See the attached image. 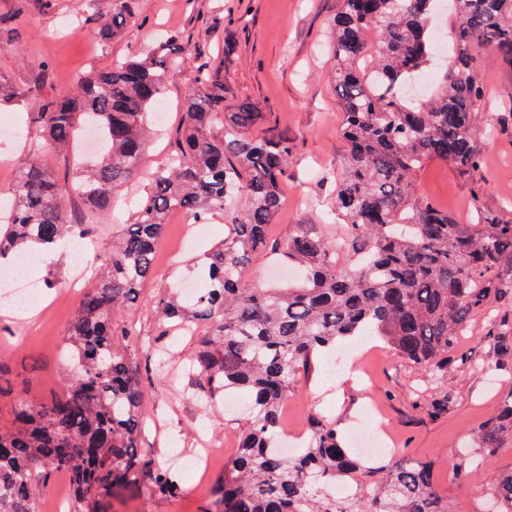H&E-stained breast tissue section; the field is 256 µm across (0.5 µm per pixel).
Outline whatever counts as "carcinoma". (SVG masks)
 <instances>
[{"mask_svg":"<svg viewBox=\"0 0 512 512\" xmlns=\"http://www.w3.org/2000/svg\"><path fill=\"white\" fill-rule=\"evenodd\" d=\"M435 0H342L334 18L333 77L347 143L334 177V215L341 233L297 224L276 245L303 269L281 287H246L240 271L268 245V225L281 210L288 177V135L261 138L249 130L262 113L242 101L224 111V83L198 70L188 95L178 147L152 174L133 223L91 269L65 338L69 376L49 399L19 397L0 418V512H39L35 481L66 473L72 512H110L112 499L145 488L177 497L175 474L139 450L146 411L143 380L116 341L118 317L154 273L156 248L175 208L196 216H231L220 245L206 254L204 280L193 301L174 289L162 315L182 326L203 324L189 370L205 403L230 389L250 393L249 417L235 432L237 451L212 487L209 512H448L431 464L390 458L380 467L350 455L336 423L314 418L302 453L275 451L282 405L313 356L336 341L369 332L428 380L448 376V351L489 301L512 302V220L472 200L473 224L416 194L414 176L438 160L469 177L482 164L480 138L493 139L500 121L482 116L491 73L481 58L512 65V0H451L455 48L444 85L412 103L401 95L409 76L435 52L429 31ZM134 0H112L99 18L101 42L133 17ZM186 47L173 36L136 59L114 62L76 81L74 94L45 103L31 118L37 145L67 152L77 127L99 131L101 161L79 171L83 209L60 201V185L34 152L10 191L9 221L0 222V262L21 250L65 249L75 230L91 235L92 216L112 209L115 186L133 177L146 148L147 121L159 106L166 76ZM224 136L210 133L216 122ZM455 394L446 387L427 405L442 415ZM487 458L512 442V395L476 432ZM353 481L345 499L332 495ZM489 496L496 512H512V469Z\"/></svg>","mask_w":512,"mask_h":512,"instance_id":"obj_1","label":"carcinoma"}]
</instances>
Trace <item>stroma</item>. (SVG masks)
<instances>
[{
	"instance_id": "stroma-1",
	"label": "stroma",
	"mask_w": 512,
	"mask_h": 512,
	"mask_svg": "<svg viewBox=\"0 0 512 512\" xmlns=\"http://www.w3.org/2000/svg\"><path fill=\"white\" fill-rule=\"evenodd\" d=\"M84 4L0 0V16L19 17L16 25L0 28V79L26 93L22 103L0 106L13 127L22 128L28 113L38 111L44 101L69 94L79 76L137 55L157 33L176 36L189 49L165 79L164 134L148 144L137 175L114 189L111 211L95 219L99 248L111 244L114 225L133 222L134 203L148 193L151 173L174 151L183 104L202 66L223 80L226 111L245 100L265 113L252 135L284 133L291 143L283 206L269 226L272 241L287 239L297 224L333 223V189L321 175L342 169L347 153L331 76L332 23L340 0H135L131 23L107 45L99 40L94 22L71 29V19ZM481 151L485 164L472 179L459 178L440 161L428 163L415 176L420 195L448 209L460 224L472 223L476 194L485 206L512 220V133L484 142ZM225 224L220 213L200 219L187 211L169 216L156 270L123 315L137 329L125 344L146 378L141 446L173 467L182 493L170 499L146 490L113 501L111 512H206L215 479L191 478L185 459L199 451L201 434L213 447L223 448L225 458L234 454V433L245 412L204 410L182 373L198 335L170 329L161 313V300L171 287L197 279L203 253L223 240ZM186 237L191 245L174 252V244ZM71 268L70 254L36 250L22 274L49 300L70 279ZM502 309V304H489L449 351L448 384L456 400L442 416L425 412L433 392L417 366L379 338L356 336L338 343L335 352L314 355L309 372L288 394L289 425L307 431L310 415L317 413L335 421L347 437L365 420V412L373 411V419L365 421L375 433L395 441L401 458L433 462L435 486L448 512H491L488 488L503 469L512 467V444L500 449L493 463L479 464L463 479L452 476L448 462L467 450L471 434L512 395V373H487L496 362L488 331ZM73 310L61 303L49 319H30L0 305V359L9 369L6 384L13 395L43 401L58 391L66 377L61 349ZM336 352L347 361L334 373L329 362Z\"/></svg>"
}]
</instances>
